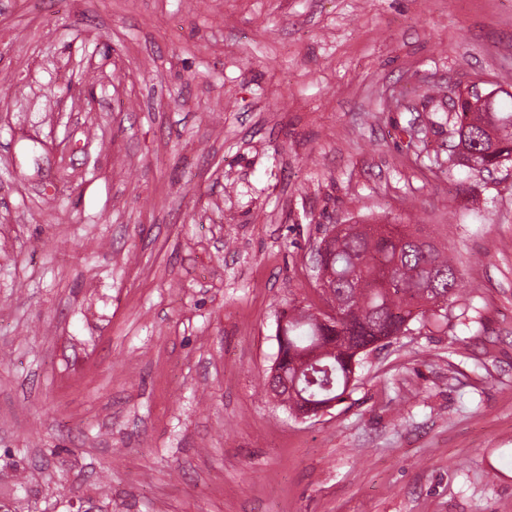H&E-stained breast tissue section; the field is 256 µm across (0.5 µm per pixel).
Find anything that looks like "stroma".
Instances as JSON below:
<instances>
[{"mask_svg":"<svg viewBox=\"0 0 512 512\" xmlns=\"http://www.w3.org/2000/svg\"><path fill=\"white\" fill-rule=\"evenodd\" d=\"M512 0H0V504L512 512ZM461 274L299 420L262 390L336 224ZM493 103L494 112H481L473 109L469 102L461 100L459 111L455 112V132L467 128L466 143L477 153V165L480 170L495 169L503 162L512 160V112H501ZM493 127L496 145H486V128Z\"/></svg>","mask_w":512,"mask_h":512,"instance_id":"1","label":"stroma"}]
</instances>
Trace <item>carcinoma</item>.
Segmentation results:
<instances>
[{"instance_id": "1", "label": "carcinoma", "mask_w": 512, "mask_h": 512, "mask_svg": "<svg viewBox=\"0 0 512 512\" xmlns=\"http://www.w3.org/2000/svg\"><path fill=\"white\" fill-rule=\"evenodd\" d=\"M456 130L467 128L466 143L477 165L488 171L512 160V112H482L462 100ZM391 224H351L336 236L328 260L334 273L327 302L342 303L334 327L316 323L308 306L288 312L284 336L300 350L317 349V360L297 371L288 363L270 375L265 392L292 403L301 397L315 404L341 402L350 394V377L361 356L381 336H396L456 294L458 270L445 249L427 239L418 244L397 238Z\"/></svg>"}]
</instances>
